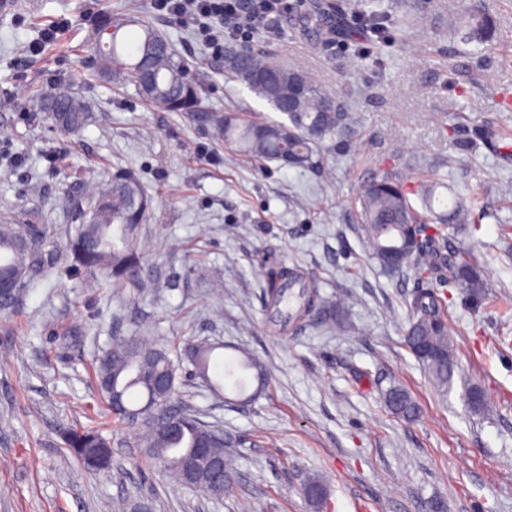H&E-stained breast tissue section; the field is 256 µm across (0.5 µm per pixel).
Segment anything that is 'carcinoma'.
Masks as SVG:
<instances>
[{"label":"carcinoma","instance_id":"carcinoma-1","mask_svg":"<svg viewBox=\"0 0 512 512\" xmlns=\"http://www.w3.org/2000/svg\"><path fill=\"white\" fill-rule=\"evenodd\" d=\"M364 17L373 26L381 17L367 9L362 0H344L327 10L309 14L312 31L318 35L340 32L346 13ZM465 40L482 44L491 36L492 22L482 0H469L461 17ZM98 71L132 85L141 97L164 112H201L204 96L201 85L189 74V64L172 48L168 40L146 22L127 18L116 20L103 12L96 26ZM224 77L246 86L271 108L279 112L288 98V82H299L304 91L286 112L287 121H274L241 112L224 115L218 129L224 143L237 146L243 155L264 163H277L303 169L323 164L324 148L336 149L355 132L356 118L345 100L343 89L326 92L305 73L272 61L253 44L240 43L224 50L216 59ZM40 111L67 132H75L93 120L92 109L79 97L68 93L43 98ZM439 182L424 178L397 180L388 175L373 178L361 190L358 216L373 258L389 274L410 273L423 283L449 284L465 291L472 306L485 298V282L471 255L453 247L443 252L438 225L457 229L470 223L472 207L461 198H452L446 210H434ZM418 199L417 209L412 199ZM153 199L140 179L129 169L117 167L111 179L96 183L70 199L69 215L75 224L70 252L78 267L98 271L106 281L123 282L139 291L147 283L139 275L141 256L136 231L146 223ZM22 214L0 221V271L9 272L27 266L35 255L43 256L38 274L45 273L55 259L52 228L36 225L35 237L20 244ZM300 285L298 308L280 314V325L301 324L310 317L333 312L317 291L305 285L296 270L285 266L266 272L265 300L277 309L285 293ZM410 308L413 313L405 331L406 345L430 376L437 390L446 395L456 369L455 348L448 331L446 302L431 288L416 289ZM217 346L207 341L191 343L185 357L193 366L192 375L206 380L216 393L224 390L227 369L217 370L214 353ZM171 351L144 345L137 337L127 336L112 343L98 358L95 381L99 396L112 414L122 420L134 412L146 410L151 421L143 440L148 454L175 482L207 498L214 499V488L207 466L195 460V448L203 438L210 440L213 454L224 461V490L231 487L234 472L231 457L225 452L230 440L217 426L200 421L186 410H171L176 395L181 357ZM162 372L170 380L167 388L152 391L145 384L149 373ZM387 410L398 417L413 419L419 408L401 386L391 384L382 390ZM80 462L90 455L100 460V470L111 464L109 441L93 430H74L67 437Z\"/></svg>","mask_w":512,"mask_h":512}]
</instances>
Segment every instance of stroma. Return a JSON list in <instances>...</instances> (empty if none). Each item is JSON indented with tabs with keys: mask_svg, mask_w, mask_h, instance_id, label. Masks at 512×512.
Segmentation results:
<instances>
[{
	"mask_svg": "<svg viewBox=\"0 0 512 512\" xmlns=\"http://www.w3.org/2000/svg\"><path fill=\"white\" fill-rule=\"evenodd\" d=\"M0 18V218L18 210L52 225L57 263L0 314V512H512V199L495 191L512 180V158L483 140L512 128V0H484L496 25L484 44L463 41L453 24L464 0H438L426 29L405 28L401 12L421 0H381L385 27L351 24L348 37L317 41L304 9L253 44L308 73L323 89L350 70L346 94L360 116L350 148L326 155L320 170L270 166L217 137L224 113L282 120L243 85L225 82L211 51L152 0H17ZM148 20L191 63L207 111L164 112L134 86L100 75L95 18L102 11ZM68 26L40 54L27 50L59 19ZM67 91L95 121L68 133L36 103ZM397 171L445 179L479 198L473 224L455 234L481 269L486 299L440 288L457 369L440 396L405 345L413 277L383 273L371 259L355 201L386 157ZM136 171L154 199L139 231L140 294L73 271L65 244L74 229L67 199L113 169ZM286 266L341 306L336 322L279 330L267 307L264 275ZM140 336L174 351L200 336L218 357L244 352L263 367L244 377L254 397L214 396L183 378L177 402L203 422L242 438L230 449L236 479L217 499L170 483L137 440V427L101 402L92 368L113 338ZM419 407L415 420L390 415L379 393L389 381ZM486 407L473 412L470 388ZM72 428L110 441L108 472H85L65 444ZM327 485L321 509L303 494Z\"/></svg>",
	"mask_w": 512,
	"mask_h": 512,
	"instance_id": "1",
	"label": "stroma"
}]
</instances>
